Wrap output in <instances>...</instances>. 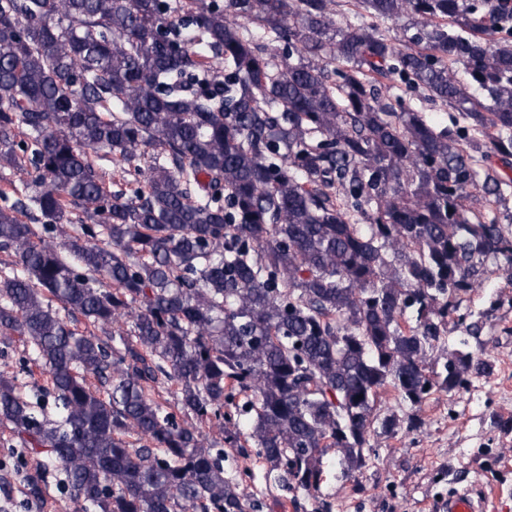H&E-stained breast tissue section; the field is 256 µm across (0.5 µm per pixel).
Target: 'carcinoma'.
I'll list each match as a JSON object with an SVG mask.
<instances>
[{"instance_id": "obj_1", "label": "carcinoma", "mask_w": 512, "mask_h": 512, "mask_svg": "<svg viewBox=\"0 0 512 512\" xmlns=\"http://www.w3.org/2000/svg\"><path fill=\"white\" fill-rule=\"evenodd\" d=\"M25 164L0 335L47 380L0 371V423L76 512H248V446L295 505L328 454L349 480L421 427L381 393L492 371L448 299L512 267V0H0V169ZM103 152L90 151V156L94 162L96 168L102 174L106 186L113 191L123 190L127 192L128 186L126 185V179H131L127 175L123 166L115 164L112 159L103 156Z\"/></svg>"}]
</instances>
